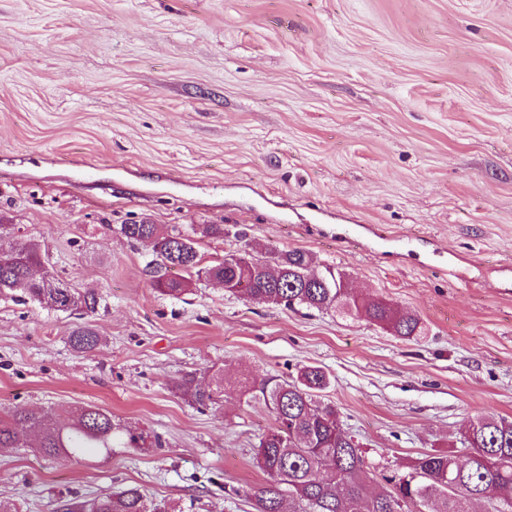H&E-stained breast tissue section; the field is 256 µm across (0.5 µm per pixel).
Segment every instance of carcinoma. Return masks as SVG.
Wrapping results in <instances>:
<instances>
[{"instance_id": "carcinoma-1", "label": "carcinoma", "mask_w": 512, "mask_h": 512, "mask_svg": "<svg viewBox=\"0 0 512 512\" xmlns=\"http://www.w3.org/2000/svg\"><path fill=\"white\" fill-rule=\"evenodd\" d=\"M122 234L152 247L156 266H180L181 274L152 276L162 294L178 296L192 285V277L214 279L232 295L258 302L304 306L326 311L339 309L389 328L409 338L420 331L419 319L383 299H359L341 288V273L329 268L320 280H307L312 258L300 249L283 251L267 260L250 251L229 254L207 268L198 267L196 240L169 233L158 224H124ZM44 264L36 243H24L0 253V296L23 298L58 312L83 319L97 312L100 301L51 275L40 278L34 269ZM70 343L79 351L100 344L98 333L86 326L75 329ZM331 384L319 367H302L296 379L269 378L255 386L240 383L241 392H259L273 424L261 438L256 463L270 482L253 492L255 512H416L434 505L432 512H470L474 500L486 499L493 512H512V420L478 415L462 435L470 449L465 459L449 453L425 454L414 461L412 473L384 478L385 485L371 488L370 466L359 444L344 428L335 406L322 401ZM181 387L201 409L222 402L227 395L224 370H215L204 385L194 377ZM123 428L112 413L98 407H82L66 427L48 421L41 409L15 406L0 418V448L35 449L46 457L72 456L86 448L114 447ZM64 512H173L164 502H154L136 486L99 495Z\"/></svg>"}]
</instances>
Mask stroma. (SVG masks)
I'll list each match as a JSON object with an SVG mask.
<instances>
[{
    "mask_svg": "<svg viewBox=\"0 0 512 512\" xmlns=\"http://www.w3.org/2000/svg\"><path fill=\"white\" fill-rule=\"evenodd\" d=\"M203 265L308 252L417 316L354 317L152 286L142 222ZM204 224L220 225L201 235ZM34 240L100 297L75 317L0 298V412L108 410L138 448H0V502L60 512L126 486L177 512H254L272 418L180 388L322 367L376 477L465 457L471 418L512 419V0H0V249ZM180 386L190 397L191 402L201 409L210 408L223 402L227 395L223 369L213 371L204 385L197 384L195 378L190 376L185 378Z\"/></svg>",
    "mask_w": 512,
    "mask_h": 512,
    "instance_id": "1",
    "label": "stroma"
}]
</instances>
